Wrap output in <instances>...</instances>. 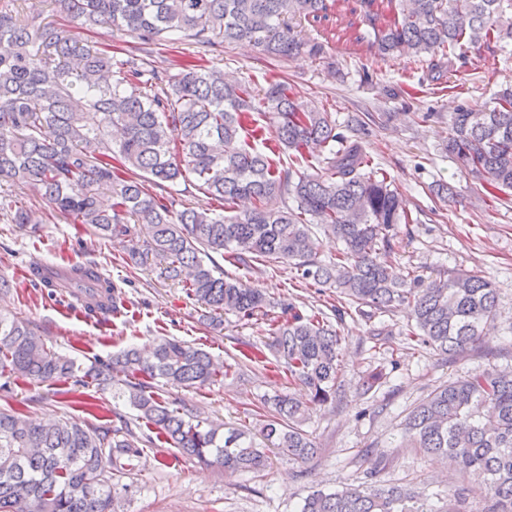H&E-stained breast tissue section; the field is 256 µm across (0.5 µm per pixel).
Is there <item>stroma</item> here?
I'll return each mask as SVG.
<instances>
[{
    "mask_svg": "<svg viewBox=\"0 0 512 512\" xmlns=\"http://www.w3.org/2000/svg\"><path fill=\"white\" fill-rule=\"evenodd\" d=\"M1 5L35 22L54 23L82 42L95 41L126 54L137 47L123 31L75 28L56 14L51 0H0ZM337 30L333 19L302 26L303 34L327 40L323 60L304 55L273 60L245 42L225 45L215 54L187 42L176 48L156 46L145 67L171 76L178 73L180 62L201 60L259 87L267 78H280L296 95L313 100L342 122L364 112L391 113L389 122L374 127L367 149L420 221L400 226L396 248L386 259L426 278L466 271L491 280L500 290L496 328L462 356L448 359L407 339V308L382 315L390 335L378 343L368 338L365 317L348 315L340 377L344 398L311 411L305 429L317 441L312 459L293 462L273 451L266 468L229 475L221 467L176 456L156 439L144 446L123 478L130 489L119 503L120 512H296L312 490L333 491L345 484L411 488L437 507L448 488L467 484L454 467L399 442L407 414L433 389L512 366V194L490 201L441 151L450 112L463 104L483 106L512 84V44L469 47L451 63L419 70L335 39ZM439 180L455 189L448 201L430 192ZM5 192L24 202L37 221L9 224L0 219V278L11 285L0 293V313L32 321L54 350L88 365L127 346L164 338L197 344L216 363L229 367V374L201 387L159 385L156 394L171 407L253 435L261 427L264 398L301 393L298 382L276 370L275 356L265 347V316L241 319L230 314L222 326L208 325L204 306L186 287L161 277L155 257L131 262L126 246L54 211L33 184H11ZM90 261L117 286L119 313L86 316L67 291L33 284L25 274L32 263ZM223 269L241 286L263 289L306 317L335 297L331 289L302 282L298 271L285 263L257 261L248 269L227 263ZM374 373L380 374V382L364 391V379ZM0 407L18 409L38 422L68 419L112 426L122 418L132 428L140 426L137 411L114 399L111 389L72 378L30 382L0 375Z\"/></svg>",
    "mask_w": 512,
    "mask_h": 512,
    "instance_id": "1",
    "label": "stroma"
}]
</instances>
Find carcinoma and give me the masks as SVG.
Segmentation results:
<instances>
[{"instance_id": "carcinoma-1", "label": "carcinoma", "mask_w": 512, "mask_h": 512, "mask_svg": "<svg viewBox=\"0 0 512 512\" xmlns=\"http://www.w3.org/2000/svg\"><path fill=\"white\" fill-rule=\"evenodd\" d=\"M81 28L110 26L140 50L171 41L221 47L245 40L272 59L304 53L323 58L328 42L298 30L328 19L347 0H54ZM368 29L354 41L385 58L415 65L512 39V0H357ZM108 47L81 45L52 24L23 23L0 8V182L34 183L52 209L103 237L132 243L169 260L168 277L185 284L215 315L268 314L276 302L259 288H240L215 256L249 267L257 258L288 263L302 278L336 289L330 314L270 318L275 356L306 390L307 402L275 395L265 402L261 441L221 430L155 395L152 381L174 387L213 384L226 376L208 352L163 339L127 349L87 368L47 346L28 320L0 313V375L17 380L70 378L117 386L113 396L139 412L156 437L185 457L227 472L265 467L276 449L290 460L316 452L303 429L312 407L339 399L338 379L348 311L367 319L401 305L411 309L408 336L439 356L456 357L482 342L498 318L499 289L470 272L423 280L405 266L380 261L394 249L410 211L387 176L370 167L362 136L375 113L341 131L331 113L294 96L284 82L256 89L214 65L180 64L167 80ZM266 125L248 129L254 114ZM444 151L486 194L512 191V85L485 108L461 106L448 119ZM194 186L222 211L186 207L176 187ZM108 193L112 203L100 204ZM293 200L296 206L288 205ZM10 224L33 221L30 208L0 195ZM342 249L320 259L311 225ZM47 288L78 289L88 313L117 311L115 285L91 264L75 265ZM336 322H331L330 318ZM128 423L108 435L90 422L30 423L0 409V512H115L128 485L119 483L144 443ZM401 448L453 461L483 512H512V370L492 369L432 391L408 414ZM395 487L344 486L307 495L298 512H462L412 505Z\"/></svg>"}]
</instances>
